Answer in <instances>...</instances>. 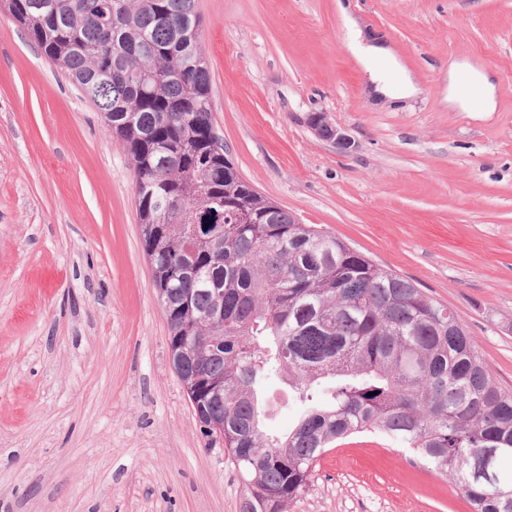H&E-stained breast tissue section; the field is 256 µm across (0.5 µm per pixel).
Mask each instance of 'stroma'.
Segmentation results:
<instances>
[{"label":"stroma","mask_w":512,"mask_h":512,"mask_svg":"<svg viewBox=\"0 0 512 512\" xmlns=\"http://www.w3.org/2000/svg\"><path fill=\"white\" fill-rule=\"evenodd\" d=\"M237 171L448 306L512 389V0H197ZM349 14L420 85L380 102ZM469 62L495 111L450 98ZM319 112L350 139L308 126ZM122 140L0 16V512H240L169 359ZM288 512H471L376 436L327 452Z\"/></svg>","instance_id":"stroma-1"}]
</instances>
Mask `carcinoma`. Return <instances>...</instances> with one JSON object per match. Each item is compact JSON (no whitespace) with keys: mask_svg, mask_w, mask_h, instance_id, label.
<instances>
[{"mask_svg":"<svg viewBox=\"0 0 512 512\" xmlns=\"http://www.w3.org/2000/svg\"><path fill=\"white\" fill-rule=\"evenodd\" d=\"M0 12L126 144L143 253L173 364L207 440L247 492L241 512H287L337 443L372 434L451 482L472 512H512V391L460 317L243 180L212 122L196 0H0ZM223 223H195L196 211ZM301 406L266 428L273 375Z\"/></svg>","mask_w":512,"mask_h":512,"instance_id":"obj_1","label":"carcinoma"}]
</instances>
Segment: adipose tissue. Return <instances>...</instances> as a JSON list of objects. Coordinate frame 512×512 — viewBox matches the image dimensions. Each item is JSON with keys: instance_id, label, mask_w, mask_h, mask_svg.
<instances>
[{"instance_id": "ef3b65f1", "label": "adipose tissue", "mask_w": 512, "mask_h": 512, "mask_svg": "<svg viewBox=\"0 0 512 512\" xmlns=\"http://www.w3.org/2000/svg\"><path fill=\"white\" fill-rule=\"evenodd\" d=\"M351 52L357 63L368 73L379 95L393 100L405 98L416 93L417 86L410 73L394 57L389 48L362 44L352 41ZM450 92L455 100H463L462 87L465 83H475L481 90L483 111L490 112L495 108V86L487 76L472 65L453 66L448 72Z\"/></svg>"}]
</instances>
